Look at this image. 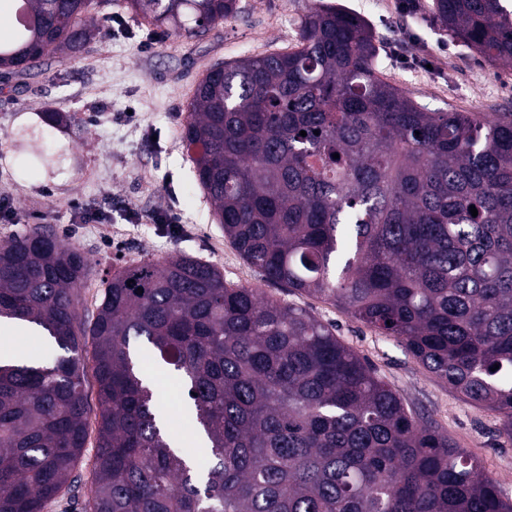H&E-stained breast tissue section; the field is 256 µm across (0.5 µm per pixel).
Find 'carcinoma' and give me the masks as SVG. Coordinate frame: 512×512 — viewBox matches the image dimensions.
<instances>
[{"instance_id":"1","label":"carcinoma","mask_w":512,"mask_h":512,"mask_svg":"<svg viewBox=\"0 0 512 512\" xmlns=\"http://www.w3.org/2000/svg\"><path fill=\"white\" fill-rule=\"evenodd\" d=\"M504 2L433 0L432 12L485 62L512 67ZM105 6L6 0L0 73L78 53ZM125 7L191 37L237 13L236 0ZM377 58L362 20L323 5L301 21L298 50L211 67L183 133L196 179L264 280L403 343L512 435V113L432 111L380 77ZM88 268L38 226L0 245V321L60 350L0 360V512L78 497L80 336L99 406L82 512H512L477 461L307 310L177 255L112 272L85 323ZM146 352L180 380L207 465L168 432Z\"/></svg>"}]
</instances>
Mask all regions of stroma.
<instances>
[{"label":"stroma","mask_w":512,"mask_h":512,"mask_svg":"<svg viewBox=\"0 0 512 512\" xmlns=\"http://www.w3.org/2000/svg\"><path fill=\"white\" fill-rule=\"evenodd\" d=\"M319 0H238L229 21L202 37L164 32L135 18L119 0L112 15L126 31L95 37L72 56L23 76L0 78V198L13 206L0 221V243L39 226L67 239L89 263L79 314L92 320L108 272L143 258L192 255L215 265L226 281L261 289L306 309L364 357L405 407L428 417L481 465L503 499L512 500V437L500 415L463 399L436 379L395 339L378 335L331 301L265 282L225 238L194 175L183 139L186 104L217 63L294 51L299 23ZM363 20L379 46L386 81L439 112H512V70L490 65L450 38L434 19L432 0H334ZM44 112L66 116L52 130L65 152L61 166L30 161L20 147L24 128ZM100 211V224L71 221L72 202ZM174 203L178 231L155 223ZM171 432L193 438L177 379L143 364Z\"/></svg>","instance_id":"35a3bbf8"}]
</instances>
